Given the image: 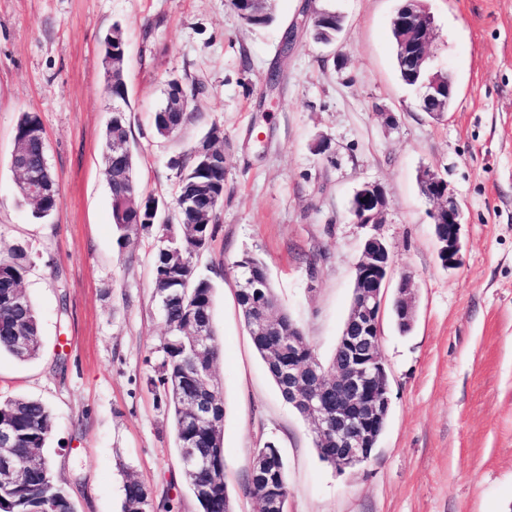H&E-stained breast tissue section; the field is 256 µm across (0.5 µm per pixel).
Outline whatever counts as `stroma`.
<instances>
[{
    "label": "stroma",
    "mask_w": 512,
    "mask_h": 512,
    "mask_svg": "<svg viewBox=\"0 0 512 512\" xmlns=\"http://www.w3.org/2000/svg\"><path fill=\"white\" fill-rule=\"evenodd\" d=\"M399 5L274 0V21L252 27L227 0H0V255L18 246L31 255L25 291L42 343L27 362L0 355V397L50 408L45 451L75 512H121L130 475L147 489L149 512H199L165 405L147 383L167 334L154 298L156 238L134 226L123 246L112 224L102 56L116 23L135 176L161 219L173 217V160L212 124L224 129V201L200 263L215 288L234 512H254L244 488L268 443L285 461L288 512H512V0H427L432 66L458 89L440 120L399 78L390 41ZM305 7L343 15L336 45L314 40ZM294 23L299 38L281 55ZM174 76L197 94L188 122L164 139L153 116ZM24 112L41 119L59 187L45 220L33 217L11 167ZM322 139L329 154L313 150ZM425 168L463 212L460 268L439 264L432 205L417 182ZM366 181L388 193L383 223L357 224L348 212ZM374 235L392 255L386 295L411 276L417 313L406 334L381 315L388 423L371 458L341 474L320 460L308 422L257 354L233 262L248 251L266 263L280 307L327 362Z\"/></svg>",
    "instance_id": "1"
}]
</instances>
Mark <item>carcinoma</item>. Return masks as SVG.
I'll return each mask as SVG.
<instances>
[{"label":"carcinoma","mask_w":512,"mask_h":512,"mask_svg":"<svg viewBox=\"0 0 512 512\" xmlns=\"http://www.w3.org/2000/svg\"><path fill=\"white\" fill-rule=\"evenodd\" d=\"M230 5L238 13H250L249 25L264 26L274 20L271 6L255 13L245 0H230ZM339 26L336 13L321 11L312 21L314 40L322 44L332 42ZM107 93L121 104V111L112 116V125L106 128L104 139H112L115 128L127 137L126 85L117 82ZM185 120L187 117L180 118L175 112L160 111L155 112L154 118L156 131L162 137L174 135L170 125L180 129ZM41 128L38 114L23 112L17 123L16 140L30 138ZM200 144L212 151L213 163L204 166L190 155L177 160L180 174L173 201L178 217L176 226L149 224L158 201L140 194L133 155L122 162L106 155L104 161L105 173L112 174V182L126 186L125 197H111L112 221L120 233L119 240H127V231L137 224L147 229L152 227L157 233L153 284L168 336L161 348L158 376L150 379V384L159 392L171 415L178 454H183L186 442L190 441L209 459V467L196 472L192 478V484L209 488L205 498H196L202 512H226L231 500L224 480V395L215 383L213 372L220 356L214 328L213 285L198 266L200 255L209 248L218 230V210L224 198V129L213 124ZM57 200L52 181L47 193L33 204L35 216L39 219L51 216L57 209ZM244 261L253 274L269 280L267 266L261 258L246 252L234 262V267ZM30 266L29 255L20 246L9 256L0 257V352L22 362L36 358L41 348L40 318L23 289ZM259 300L276 315L283 335H288L290 328L299 331L290 315L279 308L273 286L262 289ZM200 329L210 336L209 349L204 351L195 342V333ZM252 342L276 386H281L279 375L270 362L274 337L254 336ZM199 390L207 391L214 404L215 423L196 427L187 419L185 396ZM1 423L12 429L16 448L13 462L26 468V480L22 484H0V512H74L67 493L54 480L50 461L44 456L41 461H34V454L41 452L52 433L50 409L38 400L22 396L0 399ZM254 468H262L272 476L264 481H247V492L253 501L258 503L288 495V480L280 477L286 469L278 449L267 447L265 452L258 453ZM144 492L145 487L138 481L127 480L123 512H135Z\"/></svg>","instance_id":"cac0c4a2"}]
</instances>
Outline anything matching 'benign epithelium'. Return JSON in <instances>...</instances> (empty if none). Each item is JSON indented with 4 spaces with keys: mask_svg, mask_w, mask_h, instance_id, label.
Segmentation results:
<instances>
[{
    "mask_svg": "<svg viewBox=\"0 0 512 512\" xmlns=\"http://www.w3.org/2000/svg\"><path fill=\"white\" fill-rule=\"evenodd\" d=\"M399 30L400 61L416 67L428 63L435 38L430 13L420 9L413 12L399 24ZM454 93L455 81L448 75L424 83L422 95L439 100ZM11 166L24 183L28 197L37 201L43 195L42 171L29 165L21 142L14 149ZM422 180L425 195L436 203L433 225L438 259L443 268L457 269L463 264L460 208L448 184L437 174L426 169ZM387 208L386 192L379 183L365 182L356 191V223L381 224ZM390 269L386 244L378 237L368 238L356 265L353 300L337 345L335 371L322 372L308 341H299L292 334L288 335V364L279 366L288 404L316 424L321 438L334 449L330 464L340 473L371 457L379 428L390 409L387 373L380 355V315ZM398 292L397 310L411 323L416 314L412 279H401ZM245 311L255 335L277 334L276 320L265 308L249 304ZM190 412L197 423L212 420L209 403L202 397L191 400ZM182 464L183 473L193 475L206 461L187 447Z\"/></svg>",
    "mask_w": 512,
    "mask_h": 512,
    "instance_id": "7a95c632",
    "label": "benign epithelium"
}]
</instances>
